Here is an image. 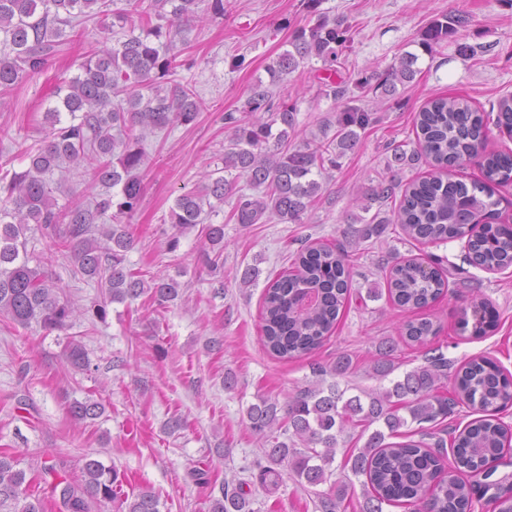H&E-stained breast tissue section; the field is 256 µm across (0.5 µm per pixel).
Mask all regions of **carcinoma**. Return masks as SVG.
Here are the masks:
<instances>
[{"mask_svg": "<svg viewBox=\"0 0 512 512\" xmlns=\"http://www.w3.org/2000/svg\"><path fill=\"white\" fill-rule=\"evenodd\" d=\"M202 0H149L137 10L139 34L85 60L79 73L59 87L58 102L45 117L50 139L28 154L29 166L20 172L4 171L0 188L6 203L0 206V316L23 329L37 324L47 331H65L72 326L75 307L53 281L50 268L63 256L72 260L76 273L101 284L106 297L84 309L87 320L104 321L113 302H133L144 294L163 306L179 297L181 285L173 276L145 279L142 271L125 266L134 241L122 218L139 207L144 164L142 142L146 131L172 123L190 124L201 112L196 93L178 82H170L178 63L176 56L160 54L181 36ZM321 0H306L313 24L296 29L291 49L279 54L267 68L270 82L284 80L301 63L312 58L324 66L336 64L339 51L349 41V26L343 19H329L319 12ZM106 0H0V44L8 51L0 55V94L6 95L26 76L38 73L58 51L65 29L82 17L97 19L106 28ZM168 24H161V20ZM468 20L462 14L434 20L421 34L427 53ZM419 56L404 55L388 71L373 73L360 84L374 93L392 97L397 85L410 83L419 72ZM146 86L152 95L137 90ZM126 93L122 104L112 99ZM72 123L61 124V113ZM296 108L276 103L270 88L259 81L250 89L244 110L224 113V128L230 132L224 148V167L216 177L177 197L170 212L174 233L166 248L174 252L180 237L201 226L205 255L215 269L224 254V225L210 223L224 201L237 197L233 209L236 223L243 226L275 219L281 224H301L314 198L322 190L319 178L326 167L358 143V131L375 122L372 113L344 105L326 126H336L332 138L292 144ZM488 123L470 102L458 96L438 97L419 112L416 120L417 147L408 152L393 149L392 167H414L428 163L433 172L405 184L397 208L388 216L376 212L355 230L357 242L380 237L387 225L397 224L403 233L422 244L463 240V262L486 271L512 267V225L495 224L494 188L512 182V153L485 152ZM512 133V95L499 100L492 122ZM124 129L117 141L112 128ZM97 164L94 176L119 188L115 196L95 202L93 207L60 208L49 176L68 170L88 156ZM478 165L481 178L467 184L455 178L466 164ZM246 179L259 197L241 192ZM400 184L382 179L363 197L361 209L370 203L396 198ZM110 215L111 223L97 220ZM54 232L55 250L34 255L27 249L29 225ZM462 274L455 264L443 267V258L402 259L385 271L388 299L397 307L422 310L449 292L446 273ZM261 270L247 265L236 272L243 288L258 283ZM352 295V267L343 241L305 246L295 254L289 270L267 279L262 294L264 342L275 356L290 360L312 353L336 329ZM462 328L484 336L492 330L493 308L484 298L472 300L461 317ZM439 329L428 318L408 319L399 327V338L424 350V363L393 376L397 342H380L369 365L381 384L375 388H340L336 377L354 373L346 354L327 365L312 368L308 386L279 401L265 395L246 410L251 431L270 442L262 449L264 461H256L258 480L271 491L281 481L284 465L304 490L318 500L320 512H346L356 493L352 478L360 480L361 512H383V506H402L410 512H471L473 498L493 506V512H512V471L497 479L498 467H511L506 459L512 446V431L494 418V413L512 405V375L491 358L473 357L459 367L432 347ZM66 365L76 372L90 370L81 342L70 338L63 350ZM453 383H448V380ZM485 413L462 431L445 439V421L458 406ZM78 422L93 421L105 412L102 402L86 398L69 406ZM357 433L364 440L346 450L344 466L352 477L330 482L329 467L335 461L340 441ZM286 440H279V436ZM452 454L453 470L478 472L483 483H470L457 474H445V458ZM17 460L0 454V506L10 502L14 512H46L45 500L27 492L25 472ZM83 480L66 479L51 485L50 498L63 512H92L95 506L117 505L120 512H161L160 498L151 490L124 494L119 473L98 459L84 460ZM329 484L328 489L319 486ZM209 512H251L242 492V482L224 480L219 495H210Z\"/></svg>", "mask_w": 512, "mask_h": 512, "instance_id": "1", "label": "carcinoma"}]
</instances>
